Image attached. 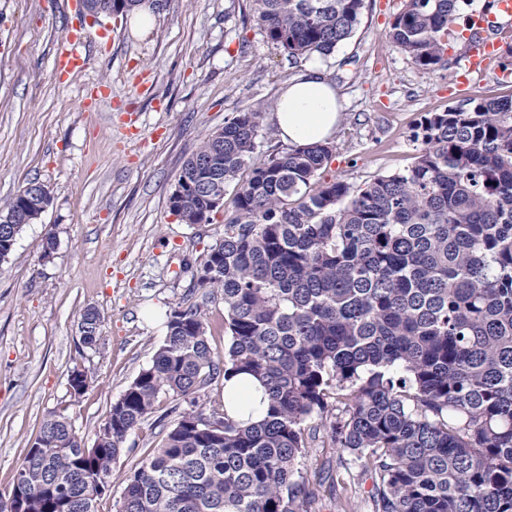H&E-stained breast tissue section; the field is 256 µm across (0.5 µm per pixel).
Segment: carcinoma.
I'll return each mask as SVG.
<instances>
[{
    "mask_svg": "<svg viewBox=\"0 0 512 512\" xmlns=\"http://www.w3.org/2000/svg\"><path fill=\"white\" fill-rule=\"evenodd\" d=\"M462 0H406L387 32L423 71L447 65ZM365 0H251L288 59L327 57ZM264 104L208 134L186 160L170 211L210 221L233 193L224 234L185 268L151 363L90 447L46 417L16 469L22 512H97L129 434L162 394L176 400L160 447L124 474L115 512H308L295 479L315 445L351 454L372 482L369 512H512V97L428 112L403 172L362 187L318 180L330 142L258 149ZM224 300L219 355L204 306ZM102 317L79 327L97 347ZM246 374L267 394L242 424L197 407L210 377ZM194 397L192 408L179 400ZM336 512H358L355 478Z\"/></svg>",
    "mask_w": 512,
    "mask_h": 512,
    "instance_id": "1",
    "label": "carcinoma"
}]
</instances>
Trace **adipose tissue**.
I'll use <instances>...</instances> for the list:
<instances>
[{
    "mask_svg": "<svg viewBox=\"0 0 512 512\" xmlns=\"http://www.w3.org/2000/svg\"><path fill=\"white\" fill-rule=\"evenodd\" d=\"M343 109L344 101L335 86L312 64L283 83L271 121L284 142L314 144L333 136Z\"/></svg>",
    "mask_w": 512,
    "mask_h": 512,
    "instance_id": "1",
    "label": "adipose tissue"
}]
</instances>
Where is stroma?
<instances>
[{"mask_svg": "<svg viewBox=\"0 0 512 512\" xmlns=\"http://www.w3.org/2000/svg\"><path fill=\"white\" fill-rule=\"evenodd\" d=\"M152 26L131 15L87 18L86 69L62 78L53 54L64 41L66 0H0V204L29 181L51 203L26 225L0 264V495L44 418L68 415L93 444L111 406L147 367L166 334V315L187 294L186 260L220 238L224 211L208 224L181 223L168 198L185 161L205 135L261 102L272 107L288 62L253 19L251 0H155ZM404 0H365L358 31L320 59L344 97L323 179L360 186L411 166L421 117L466 103L456 79L465 39L453 42L446 68L420 71L385 31ZM495 68L471 74L484 97L512 96V30L501 37ZM103 84L111 105L80 106ZM55 235L45 253L47 235ZM102 316L97 348L82 345L86 308ZM91 379L71 393L73 368ZM173 399L128 436L98 512H115L122 476L162 439Z\"/></svg>", "mask_w": 512, "mask_h": 512, "instance_id": "stroma-1", "label": "stroma"}]
</instances>
